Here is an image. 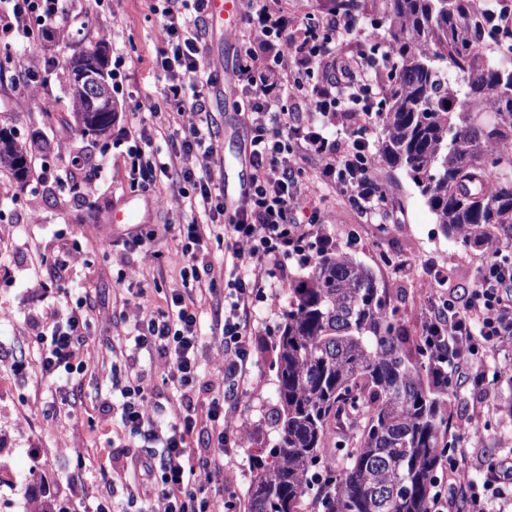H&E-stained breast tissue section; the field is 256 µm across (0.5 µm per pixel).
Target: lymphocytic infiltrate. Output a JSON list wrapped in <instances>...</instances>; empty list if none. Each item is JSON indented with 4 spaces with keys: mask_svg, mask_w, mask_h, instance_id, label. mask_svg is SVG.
<instances>
[{
    "mask_svg": "<svg viewBox=\"0 0 512 512\" xmlns=\"http://www.w3.org/2000/svg\"><path fill=\"white\" fill-rule=\"evenodd\" d=\"M0 12V46L12 49L35 46L55 30L72 22L67 0H8ZM242 23L235 36L243 47L236 71L244 116L250 132L248 161L250 189L233 209H224V172L211 161L210 129L203 106L204 91L215 77L203 62L204 30L209 0H155L161 17L157 67L164 74L161 103H150L151 115L161 105L175 110L181 123L169 138L174 149L151 152L144 135H133L124 163L132 182L155 181L176 174L179 184L190 185L206 216L205 222L178 228L181 247L176 262L183 280L200 281L207 271V240L220 235L231 256L230 281L224 291V321L218 340L224 347V387L239 389L250 373L252 328L249 314L267 295L259 277L268 264L298 257L313 262L305 225L296 213L307 211L317 188L334 189L357 205L361 216L375 220L386 201L378 177L377 155L371 130L384 105L396 57L379 32H365L354 0H336L315 23L289 18L283 0H240ZM368 37L370 50L346 55L345 45ZM293 69H283L284 59ZM300 100L305 116L295 121L287 104ZM311 160L314 174L300 179L296 160ZM434 285L447 288V297L429 304L421 327L423 350L444 358L442 385L457 391L470 376L494 386L501 372L488 366L504 340L512 337V244L489 251L466 292L459 294L449 277L436 275ZM140 303L155 307V315L129 327L121 346L165 359L168 379L182 412L173 421L151 418L146 406L152 388L144 374L120 385V400L112 409L120 418L129 505L163 497L167 512H213L214 494L224 491L221 471L214 460L235 453L234 432L224 429V400L212 396L201 403L205 390L200 359L206 341L197 330L200 315L191 292L176 291L157 305L150 289L138 292ZM91 299H76L69 315L53 331L51 344L41 354L40 368L63 382L78 380L84 372L79 350L88 336ZM217 427L216 445L192 448L189 439L201 423ZM478 419L469 415L451 421L452 447L443 449L439 467L447 480H435L431 512H512V456L498 459L482 479L458 487L460 465L469 454L467 442ZM147 440L156 456L143 458L132 442Z\"/></svg>",
    "mask_w": 512,
    "mask_h": 512,
    "instance_id": "1",
    "label": "lymphocytic infiltrate"
}]
</instances>
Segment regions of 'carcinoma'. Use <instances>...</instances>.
Wrapping results in <instances>:
<instances>
[{
	"label": "carcinoma",
	"mask_w": 512,
	"mask_h": 512,
	"mask_svg": "<svg viewBox=\"0 0 512 512\" xmlns=\"http://www.w3.org/2000/svg\"><path fill=\"white\" fill-rule=\"evenodd\" d=\"M398 65L382 113V162L399 169L444 236L484 250L512 242V58L490 43L499 0H377ZM82 53L81 78L111 81ZM83 132L106 134L105 101L83 98ZM18 180L31 163L0 129V164ZM278 440L255 459L249 512H429L448 392L439 365L413 356L385 290L348 252L320 242L307 273L288 280L278 335Z\"/></svg>",
	"instance_id": "1"
}]
</instances>
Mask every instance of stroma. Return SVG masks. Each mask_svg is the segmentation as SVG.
I'll return each instance as SVG.
<instances>
[{"instance_id": "stroma-1", "label": "stroma", "mask_w": 512, "mask_h": 512, "mask_svg": "<svg viewBox=\"0 0 512 512\" xmlns=\"http://www.w3.org/2000/svg\"><path fill=\"white\" fill-rule=\"evenodd\" d=\"M152 0H75L76 29L54 33L64 58L101 47L108 59L123 58L130 74L126 92L113 95L115 110L107 137L84 134L74 118L75 104L69 73L62 70L48 81L14 91L0 80V129L13 130L28 152L55 164L53 177L19 192V182L0 165V512H94L100 500L113 502L124 512L127 488L119 470L121 453L118 418L112 411V340L142 318L135 293L141 288L169 294L183 283L178 267L170 262L179 246L176 225L201 218L188 194L175 191L161 178L148 187L129 185L124 162L114 144L132 125L142 124L154 144L165 147L159 136L166 115L136 111V102L160 100L154 58L159 16ZM204 63L223 73L235 69L241 45L226 39L223 29L205 20ZM111 38H103V30ZM211 115L209 144L215 161L224 166V192L233 194L240 181L249 179L244 163L249 132L240 112L239 94H226L223 84L205 92ZM107 168H100V161ZM95 175L99 191L85 201L72 190L86 176ZM381 179L389 197L376 223H364L360 214L333 190L316 199L317 223L333 245L349 251L369 268L385 288L394 321L411 338H418L425 305L431 294L433 269L455 274L457 284L469 283L486 252L446 239L423 200L405 175L382 167ZM134 204L138 218L132 224L112 221L114 209ZM172 225L161 233V225ZM158 229V236L139 247L127 245L128 236ZM210 278L215 290L195 292L201 332L209 334L224 312L223 289L231 259L224 245L209 241ZM268 300L254 316L258 333L252 339L250 374L238 396L226 402L224 424L234 429L239 449L225 457L224 483L237 492L236 506L216 512H248L253 479L252 460L267 454L276 441L272 422L277 404V329L288 312V291L276 265L264 274ZM92 295L90 336L80 350L85 366L81 393L59 388L42 374L37 363L39 337L51 335L73 303ZM495 358L501 377L488 407H480V393L466 387L448 396L446 410L455 418L480 409L479 423L470 445L474 452L464 463L466 477L478 478L486 459L512 448V339L505 340ZM156 395L147 408L151 416L171 420L181 406L167 380L165 360L141 357Z\"/></svg>"}]
</instances>
